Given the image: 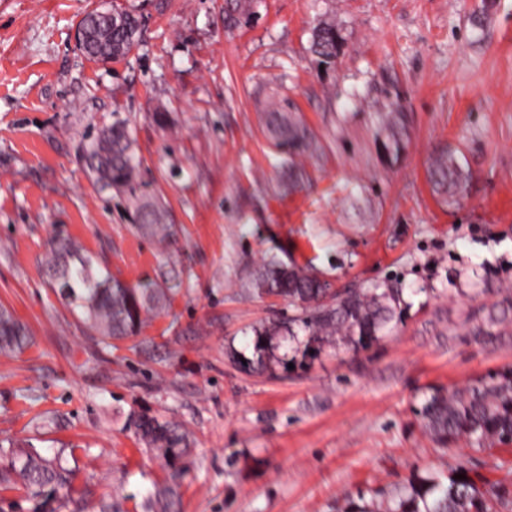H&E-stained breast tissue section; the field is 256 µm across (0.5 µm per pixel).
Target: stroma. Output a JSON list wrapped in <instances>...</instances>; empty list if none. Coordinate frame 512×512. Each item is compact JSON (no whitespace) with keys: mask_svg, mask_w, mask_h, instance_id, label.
Segmentation results:
<instances>
[{"mask_svg":"<svg viewBox=\"0 0 512 512\" xmlns=\"http://www.w3.org/2000/svg\"><path fill=\"white\" fill-rule=\"evenodd\" d=\"M100 2L0 0V306L30 335L0 354V469L20 448L65 449L75 469L49 499L0 488V512H144L172 477L134 434L143 412L193 442L180 512H340L357 489L378 504L412 470L452 462L511 486L512 446L441 453L418 409L425 387L512 366V338L448 333L476 305L470 282L512 287V0H252L234 21L225 0H112L141 19L120 62L76 47ZM330 21L342 46L323 66L312 35ZM276 96L314 150L269 139ZM395 103L406 120L390 156ZM118 118L175 240L142 236L75 158L85 131ZM448 150L468 173L453 203L428 177ZM59 235L129 285H174L169 307L105 346L42 273ZM273 258L336 290L389 281L405 321L368 353L326 345L308 366L243 373L231 351L252 355V326L288 309L252 288Z\"/></svg>","mask_w":512,"mask_h":512,"instance_id":"1","label":"stroma"}]
</instances>
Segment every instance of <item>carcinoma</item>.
Wrapping results in <instances>:
<instances>
[{"label": "carcinoma", "instance_id": "1", "mask_svg": "<svg viewBox=\"0 0 512 512\" xmlns=\"http://www.w3.org/2000/svg\"><path fill=\"white\" fill-rule=\"evenodd\" d=\"M141 21L127 10L112 9V17L100 15V8L84 14L78 27L88 39L77 43L82 54L101 61H120L138 45ZM340 36L334 24H322L314 32L312 51L324 63H332L340 52ZM405 116L391 113L383 142L386 151H399ZM267 125L272 138L292 151L307 150L314 138L297 122L286 99L273 103ZM128 125L115 121L89 136L78 150V158L88 177L102 191L128 195L136 226L143 234L162 241L171 239L173 225L167 223L163 206L156 199L137 192L139 159L133 148ZM466 174L460 159L452 153L437 156L430 165V182L436 191L454 198ZM47 282L68 306L83 311L88 329L106 345L138 333L150 312L160 313L167 305L165 289L146 285L129 287L119 280L100 277L95 259L71 239L57 238L43 261ZM260 294L288 300L291 314L253 328V355L233 352L231 357L246 373L268 369V351L278 336L297 341L305 336L304 360L282 359L283 368L290 363L305 365L312 344L347 346L354 351H369L401 323L407 304L400 292L385 282H373L363 288H351L329 294L325 282L310 271L276 259L265 264L254 279ZM482 294L496 299L471 310L461 335L491 344L512 335V291L482 288ZM29 336L22 323L6 310H0V353L10 354L26 347ZM419 415L425 432L435 447L453 448L464 442L485 447L512 444V368L490 372L469 379L461 387L429 386L421 393ZM142 444L173 470V477L183 471L182 460L190 444L181 426L160 420L147 413L132 420ZM464 478L457 479L455 475ZM73 470L63 454L44 456L36 451L15 453L10 467L0 469V485L21 483L38 495L49 488H65L72 482ZM176 489L165 486L148 497L151 512H172ZM383 512H512V487L503 484L477 483L462 465L446 470L421 473L413 471L406 482L393 488L382 502Z\"/></svg>", "mask_w": 512, "mask_h": 512}]
</instances>
